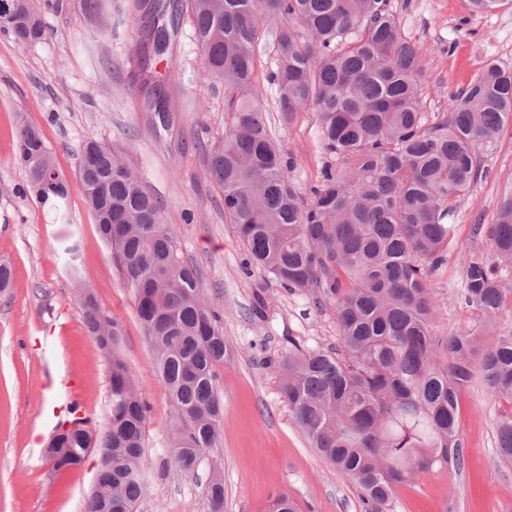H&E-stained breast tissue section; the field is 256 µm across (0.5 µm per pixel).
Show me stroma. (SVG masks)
<instances>
[{
  "label": "stroma",
  "mask_w": 512,
  "mask_h": 512,
  "mask_svg": "<svg viewBox=\"0 0 512 512\" xmlns=\"http://www.w3.org/2000/svg\"><path fill=\"white\" fill-rule=\"evenodd\" d=\"M49 38L22 46L0 35V264L12 271L0 294V512H83L98 468L96 455L54 471L44 450L58 431L53 410L76 395L80 418L100 433L110 413L109 363L88 332L71 276L70 257L110 316L122 326L121 354L150 406L147 490L136 512H209L206 484L224 473V512H265L285 492L298 512H365L359 487L340 477L310 447L280 393L277 370L289 349L336 348V311L311 295L282 288L247 267L244 248L224 219V202L206 177V154L224 135V91L214 88L190 34L149 68L166 85L172 112L160 125L145 111L135 15L112 10V28L98 32L76 0H49ZM404 35L426 68L429 122L448 117L450 96L489 61L512 69V5L477 13L469 0H389ZM273 136L294 160L301 193L323 164L314 113L282 125L270 113ZM37 126L69 183L65 215L39 203L18 164V131ZM97 139L122 157L164 213L184 259L220 315L228 355L217 370L224 425L216 448L194 474L171 462L173 409L151 366L152 350L137 317L131 288L75 180L82 142ZM481 177L460 201L446 260L428 277L430 322L437 335L460 328L487 338L512 331V295L486 325L463 297L462 259L488 252L477 224L493 223L504 191L512 190V120L477 148ZM459 470L418 475L395 492L393 512H512V464L497 456L496 421L512 405L473 381L460 397Z\"/></svg>",
  "instance_id": "1"
}]
</instances>
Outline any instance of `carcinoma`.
<instances>
[{
	"instance_id": "1",
	"label": "carcinoma",
	"mask_w": 512,
	"mask_h": 512,
	"mask_svg": "<svg viewBox=\"0 0 512 512\" xmlns=\"http://www.w3.org/2000/svg\"><path fill=\"white\" fill-rule=\"evenodd\" d=\"M7 2L15 22L1 29L22 44L47 38L25 0ZM98 28H109L110 0H77ZM139 28L147 110L167 122L170 96L153 84L150 56L165 54L182 16L191 24L208 74L224 83V139L207 151L206 176L224 197L247 260L282 287L307 291L336 310L340 348L288 352L281 392L312 448L362 490L365 512H391L395 490L420 473L461 468L459 400L479 374L487 391L512 403V333L479 342L467 329L436 335L426 279L443 260L457 203L480 175L475 145L512 117V71L495 63L449 100V120L425 122V67L401 31L389 0H125ZM270 62L259 72L262 59ZM276 87L273 107L258 101L259 77ZM293 124L312 112L325 162L311 200L296 191L293 158L273 137L266 113ZM18 162L40 203L61 207L68 183L33 168H56L41 133H18ZM75 177L129 288L175 412L173 465L195 471L215 447L224 409L216 368L227 349L218 314L201 297L197 268L186 261L166 203L94 140ZM489 254L463 260L464 300L483 321L501 310L511 288L512 191L494 224H476ZM90 332L112 330L110 417L87 444L83 421L63 434L56 471L99 457L97 490L86 512H135L146 489L148 406L122 357L119 323L95 294L81 296ZM442 350L448 360L436 362ZM501 458L512 462V415L496 423ZM209 512H224V476L212 471ZM267 512H296L286 493Z\"/></svg>"
}]
</instances>
